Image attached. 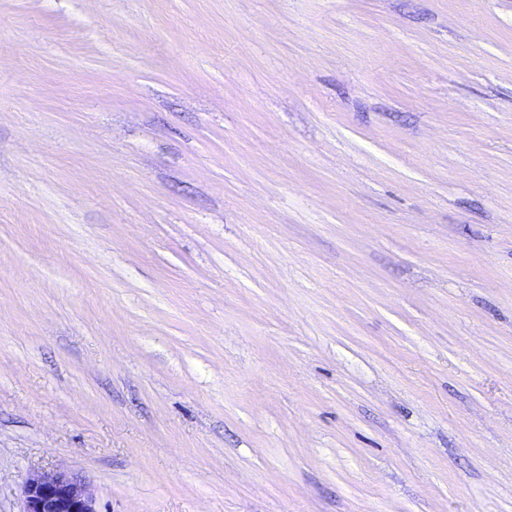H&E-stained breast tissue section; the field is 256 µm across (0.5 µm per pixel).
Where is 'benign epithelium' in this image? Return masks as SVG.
<instances>
[{
	"label": "benign epithelium",
	"mask_w": 512,
	"mask_h": 512,
	"mask_svg": "<svg viewBox=\"0 0 512 512\" xmlns=\"http://www.w3.org/2000/svg\"><path fill=\"white\" fill-rule=\"evenodd\" d=\"M21 496V512H100L85 482L66 470L30 473Z\"/></svg>",
	"instance_id": "7a95c632"
}]
</instances>
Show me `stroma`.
I'll return each mask as SVG.
<instances>
[{"label":"stroma","mask_w":512,"mask_h":512,"mask_svg":"<svg viewBox=\"0 0 512 512\" xmlns=\"http://www.w3.org/2000/svg\"><path fill=\"white\" fill-rule=\"evenodd\" d=\"M512 512V0H0V512ZM21 496V512H100L85 482L66 470L30 473Z\"/></svg>","instance_id":"stroma-1"}]
</instances>
